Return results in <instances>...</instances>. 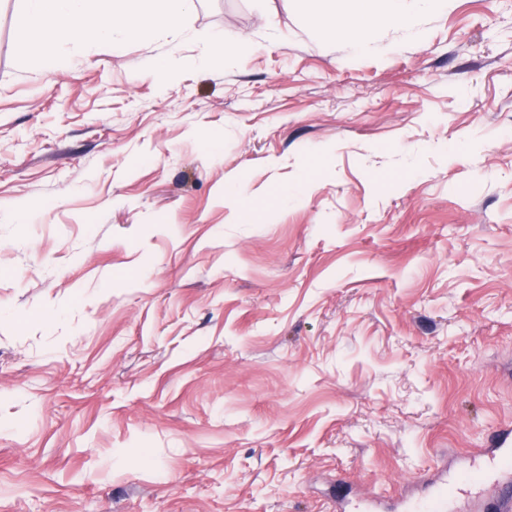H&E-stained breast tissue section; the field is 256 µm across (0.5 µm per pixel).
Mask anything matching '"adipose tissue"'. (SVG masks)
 Wrapping results in <instances>:
<instances>
[{"instance_id":"ef3b65f1","label":"adipose tissue","mask_w":512,"mask_h":512,"mask_svg":"<svg viewBox=\"0 0 512 512\" xmlns=\"http://www.w3.org/2000/svg\"><path fill=\"white\" fill-rule=\"evenodd\" d=\"M341 24L329 25L336 38L366 47L364 30L376 16L389 22L409 16L408 0H348ZM195 0H25L18 24L27 41L39 48L36 66L45 73L73 68L75 59L48 49L54 38L65 35L75 40L98 39L113 48L127 38L149 41L160 30L179 26L194 8Z\"/></svg>"}]
</instances>
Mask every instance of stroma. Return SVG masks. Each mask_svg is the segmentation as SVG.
Masks as SVG:
<instances>
[{
	"label": "stroma",
	"instance_id": "1",
	"mask_svg": "<svg viewBox=\"0 0 512 512\" xmlns=\"http://www.w3.org/2000/svg\"><path fill=\"white\" fill-rule=\"evenodd\" d=\"M20 8L0 512H402L512 429V0L364 49L324 0H196L175 38L60 37L51 75ZM218 33L254 48L196 66ZM36 67L45 73H58L71 70L75 58L68 53H61L54 50H43L35 61Z\"/></svg>",
	"mask_w": 512,
	"mask_h": 512
}]
</instances>
